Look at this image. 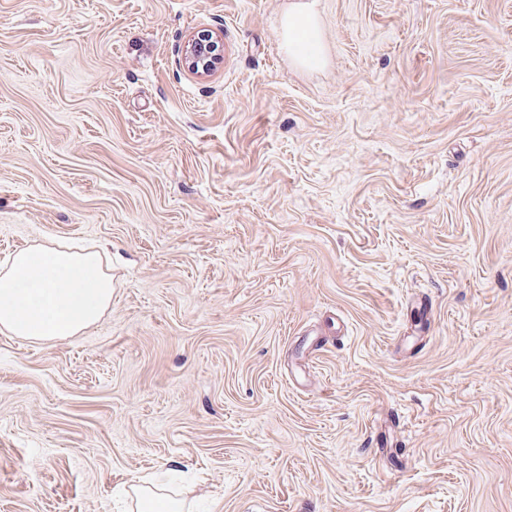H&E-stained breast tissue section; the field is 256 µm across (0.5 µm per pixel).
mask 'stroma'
<instances>
[{"instance_id": "stroma-1", "label": "stroma", "mask_w": 512, "mask_h": 512, "mask_svg": "<svg viewBox=\"0 0 512 512\" xmlns=\"http://www.w3.org/2000/svg\"><path fill=\"white\" fill-rule=\"evenodd\" d=\"M297 2L0 0V269L112 276L0 333V512H512V0ZM315 3L297 5L281 19L288 52L302 64L317 66L322 60L320 33ZM183 65L196 74H208L221 60V45L209 32L194 35L181 50ZM112 305V276L94 249L63 240L20 251L0 271V332L65 340L96 324ZM165 489L155 487H132V495L137 502L142 500H149L150 502H161L167 512L182 511L184 508L176 506L175 503L168 497Z\"/></svg>"}]
</instances>
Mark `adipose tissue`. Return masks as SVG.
I'll return each instance as SVG.
<instances>
[{"label":"adipose tissue","mask_w":512,"mask_h":512,"mask_svg":"<svg viewBox=\"0 0 512 512\" xmlns=\"http://www.w3.org/2000/svg\"><path fill=\"white\" fill-rule=\"evenodd\" d=\"M289 53L302 64L322 60L313 0L280 21ZM112 305V277L92 249L65 241L20 251L0 270V332L38 341L65 340L96 324Z\"/></svg>","instance_id":"1"}]
</instances>
